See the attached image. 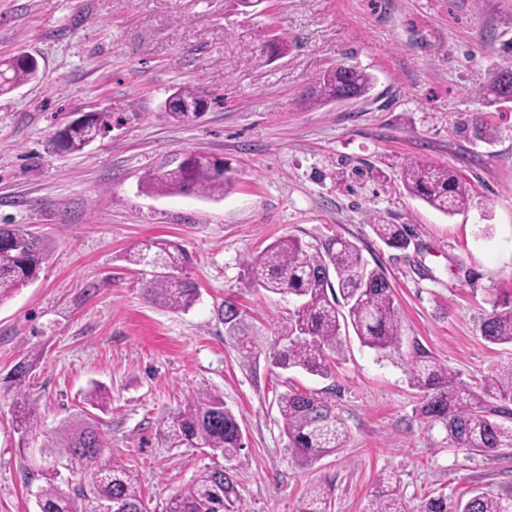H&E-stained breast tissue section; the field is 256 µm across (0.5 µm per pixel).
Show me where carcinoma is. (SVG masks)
<instances>
[{"label":"carcinoma","instance_id":"cac0c4a2","mask_svg":"<svg viewBox=\"0 0 512 512\" xmlns=\"http://www.w3.org/2000/svg\"><path fill=\"white\" fill-rule=\"evenodd\" d=\"M38 76L36 61L0 59V94L12 92ZM373 84L371 74L340 65L317 78L314 100L325 104L346 96L364 99ZM477 93L489 104L512 100V65L491 71ZM172 97L175 103L170 111L187 119L197 116L190 108L202 103L199 87L181 86ZM109 119L108 113L100 112L93 125L64 126L54 134L56 147L64 153L82 150L107 128ZM400 179L410 195L444 214H454L469 202L467 187L446 167L409 159L401 168ZM230 185L224 171L214 168L211 160L192 153L184 154L176 167L147 177V186L165 195L222 196ZM373 230L390 247L407 244L401 224H375ZM45 252L43 238L27 227L0 225V303L37 279ZM129 262L176 268L164 244L136 249L129 255ZM247 269L254 286L298 302L285 334L266 354L269 364L276 368H299L314 376L329 377L334 359L344 352L343 330L349 327L362 345L376 351L395 349L402 343L398 310L386 274L379 268H368L360 248L345 238L333 237L312 247L296 236H282L250 257ZM144 294L151 303L173 312L190 309L198 298L192 282L166 272L154 274ZM481 334L490 344L512 345V305L494 310L481 323ZM37 357L36 353L27 354L5 380V389L12 393L16 429L24 435L36 431L39 425L27 384ZM408 371L411 385L423 393L417 408L420 419L441 425L459 448L485 454L498 451L504 431L491 419L497 410L489 403L512 404V362L494 368L475 391L416 342ZM86 403L105 413L111 398L95 387L86 394ZM277 408L285 450L292 462L308 465L343 446L346 432L328 397L289 390L279 396ZM97 423L98 418L89 416L69 423L41 448L43 464L34 475L40 481L34 493L37 512H96L97 507L106 505L112 506V512H151L135 469L119 458L106 456L105 438ZM157 435L173 446L209 448L225 457L244 447L236 416L221 397L207 393L190 397L162 418ZM392 480L390 475L378 477L372 512H406ZM63 482L67 483L65 490ZM331 503L329 490L315 484L301 498L297 512H331ZM238 505L234 477L221 467L206 465L170 496L163 512H237ZM453 512H512V499L476 494L458 500Z\"/></svg>","mask_w":512,"mask_h":512}]
</instances>
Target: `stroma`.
Instances as JSON below:
<instances>
[{"label":"stroma","instance_id":"1","mask_svg":"<svg viewBox=\"0 0 512 512\" xmlns=\"http://www.w3.org/2000/svg\"><path fill=\"white\" fill-rule=\"evenodd\" d=\"M275 37L289 49L274 59ZM510 38L512 0H0V58L27 53L40 67L0 95V225L29 226L47 248L38 279L0 302V377L42 353L28 379L36 434L16 430L0 390V512H36L30 456L84 418L96 383L112 398L105 439L157 512L211 461L156 434L199 392L221 395L240 422L244 446L227 463L240 512H295L315 483L331 486V512H370L386 473L411 510L439 494H512V404L496 416V455L454 447L417 417L406 366L415 341L472 387L512 361L480 331L512 301V103L474 94ZM341 63L376 77L368 99L312 104L315 80ZM185 84L208 101L190 120L165 107ZM96 112L110 130L59 153L55 132ZM187 151L223 161L224 196L145 189L149 171ZM408 158L455 171L468 207L448 216L408 195ZM378 222L404 225L407 246L385 245ZM285 235L345 237L383 268L399 350L348 338L327 378L241 357L222 305L240 308L239 335L281 336L295 302L254 287L247 260ZM147 240L182 249L177 274L199 290L188 311L145 299L150 270L126 255ZM290 389L327 395L348 434L304 468L283 451L277 399Z\"/></svg>","mask_w":512,"mask_h":512}]
</instances>
